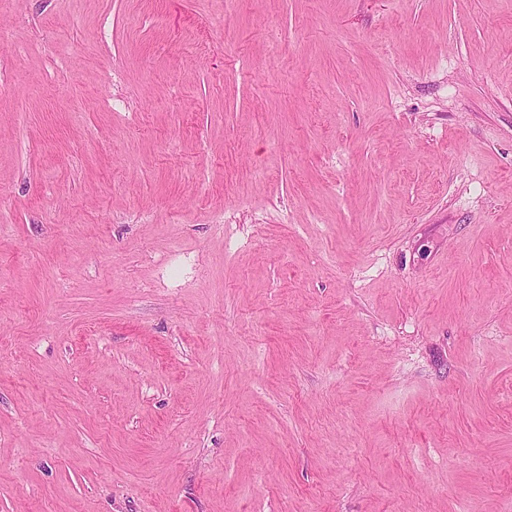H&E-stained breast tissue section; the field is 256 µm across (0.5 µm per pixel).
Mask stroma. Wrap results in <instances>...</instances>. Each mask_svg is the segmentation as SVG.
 <instances>
[{"instance_id":"obj_1","label":"stroma","mask_w":512,"mask_h":512,"mask_svg":"<svg viewBox=\"0 0 512 512\" xmlns=\"http://www.w3.org/2000/svg\"><path fill=\"white\" fill-rule=\"evenodd\" d=\"M0 29V512H512V0Z\"/></svg>"}]
</instances>
